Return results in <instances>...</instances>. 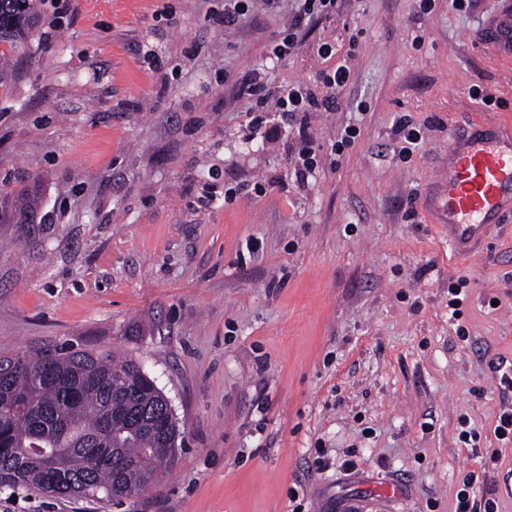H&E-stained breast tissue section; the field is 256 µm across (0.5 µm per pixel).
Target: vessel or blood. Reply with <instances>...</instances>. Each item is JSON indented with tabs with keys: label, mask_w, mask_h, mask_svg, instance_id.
<instances>
[{
	"label": "vessel or blood",
	"mask_w": 512,
	"mask_h": 512,
	"mask_svg": "<svg viewBox=\"0 0 512 512\" xmlns=\"http://www.w3.org/2000/svg\"><path fill=\"white\" fill-rule=\"evenodd\" d=\"M488 43L512 57V11H500L486 25ZM432 214L448 230L457 259L469 257L488 227L512 217V123L481 120L470 132H450L446 165L434 182Z\"/></svg>",
	"instance_id": "1"
}]
</instances>
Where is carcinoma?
<instances>
[{
	"mask_svg": "<svg viewBox=\"0 0 512 512\" xmlns=\"http://www.w3.org/2000/svg\"><path fill=\"white\" fill-rule=\"evenodd\" d=\"M38 22L33 0H0V42L14 48ZM131 359L71 346L0 358V487L114 501L174 464L178 421Z\"/></svg>",
	"mask_w": 512,
	"mask_h": 512,
	"instance_id": "obj_1",
	"label": "carcinoma"
}]
</instances>
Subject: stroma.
Listing matches in <instances>:
<instances>
[{
  "label": "stroma",
  "mask_w": 512,
  "mask_h": 512,
  "mask_svg": "<svg viewBox=\"0 0 512 512\" xmlns=\"http://www.w3.org/2000/svg\"><path fill=\"white\" fill-rule=\"evenodd\" d=\"M293 5L228 27L224 0H37L24 44L0 43V357L134 359L184 440L123 504L1 488L0 512H455L468 476L512 512L494 435L512 409V218L455 260L427 212L449 131L512 122V59L482 37L505 4L341 0L278 59ZM340 64L353 79L311 117L302 185L295 124L248 111L238 84L320 96ZM403 119L422 130L406 156Z\"/></svg>",
  "instance_id": "obj_1"
}]
</instances>
